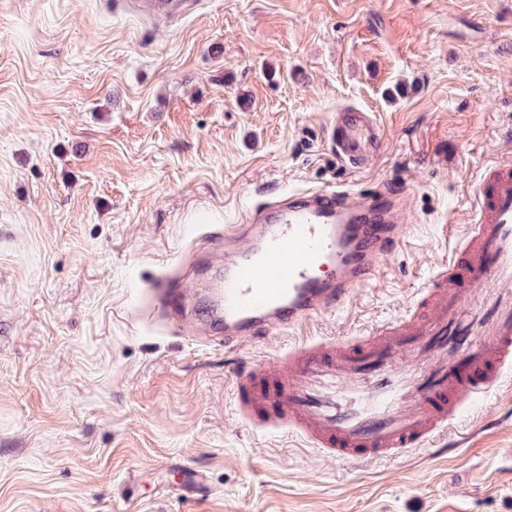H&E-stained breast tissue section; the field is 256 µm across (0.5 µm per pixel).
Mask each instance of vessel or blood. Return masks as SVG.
<instances>
[{"instance_id": "vessel-or-blood-1", "label": "vessel or blood", "mask_w": 512, "mask_h": 512, "mask_svg": "<svg viewBox=\"0 0 512 512\" xmlns=\"http://www.w3.org/2000/svg\"><path fill=\"white\" fill-rule=\"evenodd\" d=\"M329 136L355 170L384 145L383 127L360 108L337 112ZM399 201L388 186L295 193L230 225L228 234L249 246L225 264L213 304L225 343L343 307L396 244ZM474 208L464 240L407 314L361 336L302 341L282 355L281 370H236L242 419L299 435L339 462L393 460L430 447L468 404L498 387L512 372V162L484 168ZM480 291L495 299L472 308ZM185 298L177 275L153 290L168 317H184Z\"/></svg>"}]
</instances>
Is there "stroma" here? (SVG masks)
<instances>
[{
  "label": "stroma",
  "mask_w": 512,
  "mask_h": 512,
  "mask_svg": "<svg viewBox=\"0 0 512 512\" xmlns=\"http://www.w3.org/2000/svg\"><path fill=\"white\" fill-rule=\"evenodd\" d=\"M385 129L363 172L328 129ZM512 161V0H0V512H512V393L436 446L339 462L237 414L232 373L404 315ZM397 186L402 234L346 311L225 349L141 315L191 251L291 192ZM457 443L449 451V443ZM203 471L210 490L178 486Z\"/></svg>",
  "instance_id": "35a3bbf8"
}]
</instances>
